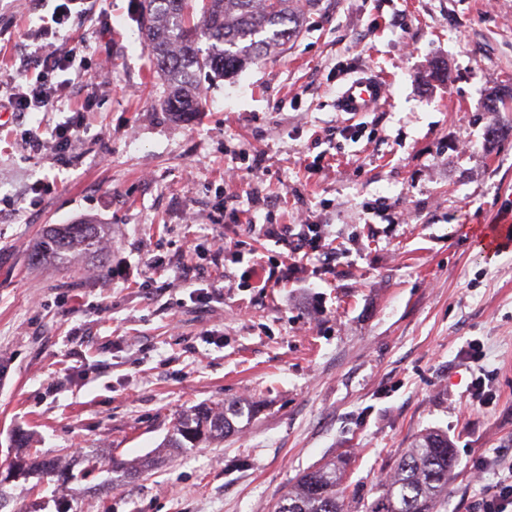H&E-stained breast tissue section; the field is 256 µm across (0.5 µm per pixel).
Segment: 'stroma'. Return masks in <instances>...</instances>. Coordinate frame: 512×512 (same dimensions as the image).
I'll return each instance as SVG.
<instances>
[{
    "label": "stroma",
    "instance_id": "stroma-1",
    "mask_svg": "<svg viewBox=\"0 0 512 512\" xmlns=\"http://www.w3.org/2000/svg\"><path fill=\"white\" fill-rule=\"evenodd\" d=\"M137 7L99 0L71 34L90 46L88 71L111 63L108 82L91 77L59 111L0 114V464L19 430L66 462L159 461L108 494L101 470L78 492L13 482L14 512H270L300 473L341 455L347 512H363L429 430L458 458L439 512H479L474 467L512 470V249L476 238L512 222V0H315L297 37L207 83L188 121L158 104ZM42 16L33 0H0V80ZM439 62L447 81L431 76ZM363 72L387 99L338 111ZM494 93L508 111H485ZM76 108L82 127L58 155L51 131ZM358 123L359 140L342 136ZM23 128L41 151L21 147ZM382 201L407 223L376 216ZM252 218L325 224L342 247L335 273L311 262L255 287L250 261L274 269L286 250L249 237ZM83 219L105 229L103 265L29 263L46 226ZM197 288L205 299L191 300ZM479 376L496 393L484 406ZM239 401L253 414L223 442L164 447L187 409Z\"/></svg>",
    "mask_w": 512,
    "mask_h": 512
}]
</instances>
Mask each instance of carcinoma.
I'll list each match as a JSON object with an SVG mask.
<instances>
[{"label": "carcinoma", "instance_id": "obj_1", "mask_svg": "<svg viewBox=\"0 0 512 512\" xmlns=\"http://www.w3.org/2000/svg\"><path fill=\"white\" fill-rule=\"evenodd\" d=\"M301 26L298 0H204L198 11L193 0L139 3L145 46L168 89L162 105L178 118L198 109L201 74H233L296 36ZM105 252L106 241L98 225L55 224L36 245L31 259L41 264L75 256H102ZM243 413V407L233 404L196 406L179 416L163 447H208L235 431V420ZM28 443L27 434L15 435L18 452L7 468L17 469L19 478L35 475L42 482L65 484L79 482L98 469V462L89 460L76 476L54 457L30 461ZM455 463L448 434L425 432L381 483L380 495L365 506V512H438L439 504L448 496ZM154 464L151 458L136 465L114 456L107 471L120 478L109 480L102 490L107 493L116 483H133ZM345 467L346 460L332 458L304 472L276 503L274 512H346L340 491Z\"/></svg>", "mask_w": 512, "mask_h": 512}]
</instances>
